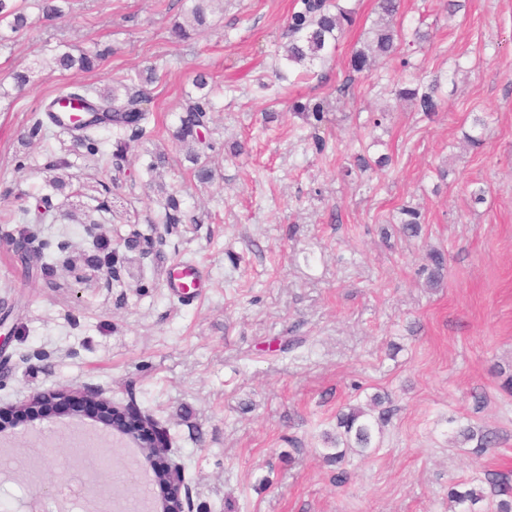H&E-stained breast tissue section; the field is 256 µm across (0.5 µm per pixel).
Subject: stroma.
<instances>
[{
    "instance_id": "35a3bbf8",
    "label": "stroma",
    "mask_w": 512,
    "mask_h": 512,
    "mask_svg": "<svg viewBox=\"0 0 512 512\" xmlns=\"http://www.w3.org/2000/svg\"><path fill=\"white\" fill-rule=\"evenodd\" d=\"M458 2L451 13L446 0H402L406 68L386 61L355 74L351 54L371 36L377 0H349L355 22L330 63L285 90L272 71L293 0H213L205 30L186 42L169 30L192 0H66L52 21L31 10V26L0 41V77L31 72L0 99V216L17 194L40 193L44 165L68 155L77 180L104 187L92 199L54 195L59 219L37 225L39 238L71 255L104 238L134 267L110 278L80 263L47 278L39 262L26 269L0 250V309L11 310L0 336L14 361L0 407L58 386H92L117 402L135 395L168 427L195 512H224L228 501L235 512H451L449 488L512 472V394L502 387L512 375V0ZM64 45L105 59L92 72L46 66ZM150 66L157 132L119 167L98 171L68 140L24 143L61 84H128ZM199 72L216 87L206 184L172 138ZM435 77L432 117L397 99L410 81ZM295 96L335 101L319 131L324 153L287 112ZM238 143L246 153L233 154ZM157 145L169 152L162 193L146 184ZM360 152L389 162L344 176ZM478 186L481 203L471 199ZM169 192L196 223L150 225ZM97 200L120 218L65 219ZM404 206L420 209L419 236L403 235ZM432 248L448 255L435 288L423 270ZM182 261L206 277L189 299L165 285ZM377 393L395 412L336 485L324 435L338 411ZM467 424L492 432L494 447L462 441ZM54 427L48 416L28 427L27 447L50 464L0 481L9 512L74 478L80 452L57 446Z\"/></svg>"
}]
</instances>
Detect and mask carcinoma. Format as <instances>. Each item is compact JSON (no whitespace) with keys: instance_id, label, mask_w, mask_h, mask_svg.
I'll list each match as a JSON object with an SVG mask.
<instances>
[{"instance_id":"cac0c4a2","label":"carcinoma","mask_w":512,"mask_h":512,"mask_svg":"<svg viewBox=\"0 0 512 512\" xmlns=\"http://www.w3.org/2000/svg\"><path fill=\"white\" fill-rule=\"evenodd\" d=\"M58 0H0V31L8 30L18 33L31 25L27 9L37 8L45 17L60 16L63 10L57 5ZM211 0H193V5L183 21L172 25L171 35L178 41L193 38L197 31L207 25V7ZM400 0H377L380 18L376 22L374 37L355 50L351 57V66L357 72L368 69L377 57L391 59L396 54L398 32L392 29L386 18L396 14ZM355 9L340 5L336 0H297V7L288 16L282 38L284 54L283 65L275 71L278 80L287 79V73L296 68L303 70V75L315 73V68L328 62L343 37L346 28L354 23ZM102 59L100 54L81 52L77 55L69 50H56L47 64L60 71L79 69L90 72ZM193 85L195 92L185 96L179 125L173 133V139L187 149L189 159L195 165L194 176L201 182H211L213 171L202 160L206 151L212 149L207 142L203 130L208 128L211 113L215 111L213 88L209 85L208 76L204 73L196 75ZM439 80L432 79L427 83L419 82L397 91V96L409 99L418 105V110L431 116L440 109ZM63 99H73L82 103L85 116L78 124H63L57 117L58 105ZM152 98L142 87L122 84L112 88H97L91 85L69 84L61 87L56 96L43 106L41 113L34 114L27 131L30 139L43 140L48 127L58 129L60 134L71 136L74 145L92 156L104 160L105 165L124 158L129 152L137 149L156 133L153 122ZM331 104L326 99L295 97L289 100L288 110L300 116L312 129L311 139L315 147L322 148L325 140L319 135L320 127L327 121ZM112 132L113 150L105 148V142L98 138L103 132ZM72 167L65 157H56L45 166L47 176L45 187L61 191L66 187L65 171ZM51 197L47 194L36 198L35 204H26L17 208L9 216L0 220L3 224L21 225V228L0 232L12 239L19 235L32 243V249H23L16 254L22 266H27V257L35 254L43 259L47 257L45 250L50 248L47 242H36L35 234L30 230L31 224H45L53 218L51 213ZM402 231L408 236H416L421 224V213L412 207L401 208ZM185 214L182 211L177 195L171 193L166 199L164 213L159 221L162 224H181ZM97 253L84 257V261L92 266H107L119 262V255L112 251L110 244L102 241L96 246ZM430 273L428 283L436 287L440 285L447 268V255L444 251L434 249L427 254ZM382 401L371 400L370 408L351 407L336 415V439L334 446L327 449L323 459L336 465V483L347 480V471L343 468L347 454L354 452L366 456L374 448L373 438L376 427L388 420L390 410L380 409ZM378 415H373V411ZM465 442H476V449L484 450L494 443L491 433L479 428L468 426L460 430ZM491 494L499 497L496 512H512V482L504 474H490L486 478ZM448 496L458 508V512H474V505L483 500L482 491L474 488L460 491L451 488Z\"/></svg>"}]
</instances>
